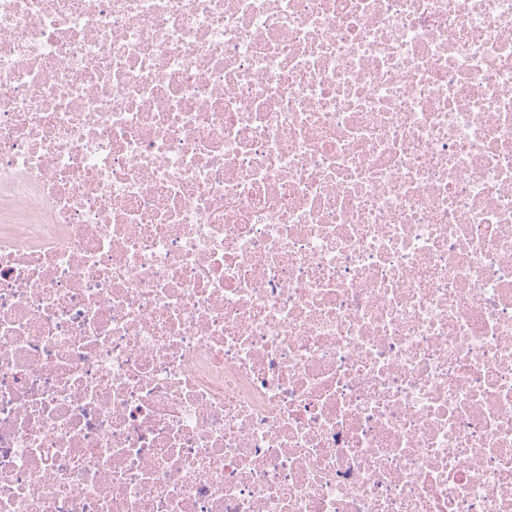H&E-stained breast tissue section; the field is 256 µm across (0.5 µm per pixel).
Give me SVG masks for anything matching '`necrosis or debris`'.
I'll list each match as a JSON object with an SVG mask.
<instances>
[{
	"mask_svg": "<svg viewBox=\"0 0 512 512\" xmlns=\"http://www.w3.org/2000/svg\"><path fill=\"white\" fill-rule=\"evenodd\" d=\"M0 512H512V0H0Z\"/></svg>",
	"mask_w": 512,
	"mask_h": 512,
	"instance_id": "obj_1",
	"label": "necrosis or debris"
}]
</instances>
